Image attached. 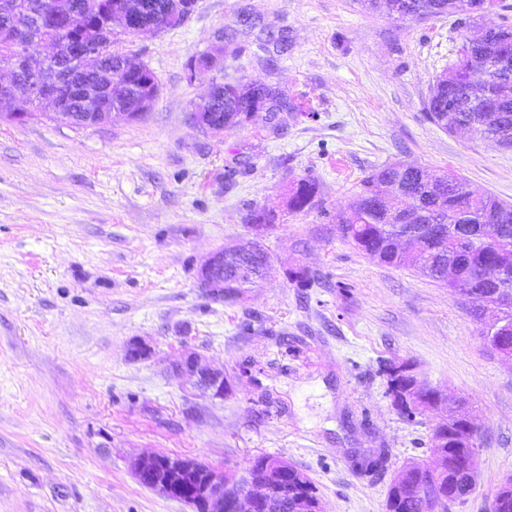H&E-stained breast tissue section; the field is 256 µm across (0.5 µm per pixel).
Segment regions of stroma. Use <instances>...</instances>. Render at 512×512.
I'll return each instance as SVG.
<instances>
[{
    "label": "stroma",
    "mask_w": 512,
    "mask_h": 512,
    "mask_svg": "<svg viewBox=\"0 0 512 512\" xmlns=\"http://www.w3.org/2000/svg\"><path fill=\"white\" fill-rule=\"evenodd\" d=\"M466 32L456 14L394 20L357 0H197L181 25L118 43L160 80L139 119H0V512H192L133 476L155 453L237 477L273 456L323 512H385L394 475L432 455L433 412L406 418L388 390L404 361L480 427L476 490L451 512H490L512 475V360L474 299L336 230L361 180L396 162L512 203V150L426 113ZM228 34L231 54L188 79ZM239 77L295 111L195 125L192 102ZM303 178L319 193L295 213ZM250 241L269 252L265 278L231 302L200 287L213 252ZM134 342L147 358L128 357ZM190 351L223 370L224 399L175 372Z\"/></svg>",
    "instance_id": "1"
}]
</instances>
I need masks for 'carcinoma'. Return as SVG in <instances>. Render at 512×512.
I'll list each match as a JSON object with an SVG mask.
<instances>
[{
    "instance_id": "1",
    "label": "carcinoma",
    "mask_w": 512,
    "mask_h": 512,
    "mask_svg": "<svg viewBox=\"0 0 512 512\" xmlns=\"http://www.w3.org/2000/svg\"><path fill=\"white\" fill-rule=\"evenodd\" d=\"M57 0H0V29L23 26L38 31L37 19ZM369 12L403 20H425L461 14L481 18L498 0H359ZM144 20L161 26L175 0H144ZM112 80H125L128 91L140 93V77L112 69ZM283 111L287 102L275 88L256 83H224V101L209 121L219 134L250 118L264 107ZM428 118L450 132L479 133L495 144L512 147V28L507 25L478 27L465 38L456 60L435 77L426 104ZM317 186L300 179L291 188L288 206L300 212L313 204ZM342 239L379 262L412 269L438 285L455 292L475 290L492 302L506 306L503 321L494 332L490 347L497 353L512 351V203L487 193L475 195L454 175L434 177L426 170L393 164L366 176L353 204L339 218ZM270 255L258 243L224 247V300L232 301L253 279L263 276ZM407 373L391 376L393 400L406 407L413 394V366L402 363ZM432 435L442 440L440 450L448 455V471L434 474L429 461L408 465L411 478L390 483L386 512H443L463 503L473 494L476 481L465 473L472 448L464 443L455 411L443 407ZM436 484L434 500L421 496L418 480ZM288 497L280 512H295L305 503L306 512H321L316 487L295 468L284 478ZM493 512H512V475L499 485Z\"/></svg>"
}]
</instances>
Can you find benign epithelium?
<instances>
[{
    "label": "benign epithelium",
    "instance_id": "obj_1",
    "mask_svg": "<svg viewBox=\"0 0 512 512\" xmlns=\"http://www.w3.org/2000/svg\"><path fill=\"white\" fill-rule=\"evenodd\" d=\"M142 6L133 0H121L108 11L105 26L100 31H85L81 17L63 8H55L46 14V28L51 36L38 37L24 27L0 32V37L16 47V52L0 61V72L10 75L7 81L0 80V109L14 114L15 120L24 121L30 111L42 109L48 104L50 111L44 116L51 120L66 121L72 125L100 126L112 121L113 116L122 115L134 119L146 112L159 93L160 83L154 71L143 67L123 55L121 67L137 71L143 76L137 99L127 102L124 87L107 81L100 86V97L93 101L82 114L73 112L72 103L84 94L82 75L100 70V63L107 57L103 37H117L121 34L147 40L160 33V28L141 21ZM52 44L57 52L44 58L38 67L32 68L28 59L39 47ZM224 47L196 57L189 66V78L199 71L213 68ZM224 95V84L214 83L210 92L193 102L192 118L196 125L210 129L207 119L202 116V107L213 103ZM224 269V249L214 252L200 270V283L216 295L224 294V281L216 280L218 271ZM177 370L185 378V384L209 394L213 399H224L227 388L224 372L212 368L197 352L184 355ZM445 403L441 393L432 395L429 386L418 380L415 394L410 397L409 406L417 411L431 409ZM289 464L280 461L273 464L261 475L250 479V491L243 495L228 484L224 473L190 459L148 454L137 458L133 475L137 481L151 477L149 488L158 494L180 500L192 506L194 512H229L243 509L245 512H265L270 499L281 492V478L288 475Z\"/></svg>",
    "mask_w": 512,
    "mask_h": 512
}]
</instances>
